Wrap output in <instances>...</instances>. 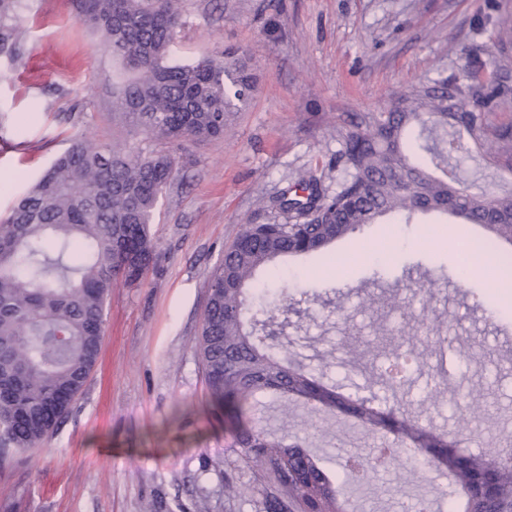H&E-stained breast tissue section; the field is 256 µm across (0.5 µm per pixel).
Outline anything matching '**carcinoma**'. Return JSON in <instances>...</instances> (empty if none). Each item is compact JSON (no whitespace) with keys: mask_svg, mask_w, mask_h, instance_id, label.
Returning <instances> with one entry per match:
<instances>
[{"mask_svg":"<svg viewBox=\"0 0 512 512\" xmlns=\"http://www.w3.org/2000/svg\"><path fill=\"white\" fill-rule=\"evenodd\" d=\"M81 20L102 35L129 73L112 92V118L155 141L224 135L252 89L250 59L168 60L181 26L176 0H76ZM20 0H0V56L14 57ZM504 93L495 77L419 80L381 112L352 120L341 134L343 168L330 192L311 174L285 190L268 224H245L209 280L197 351L211 408L229 426L234 463L251 472L267 512H350L339 479L299 436L253 419L261 397L315 402L365 427L391 421L383 456L342 457L344 478L361 483L400 457L429 471L447 462L461 512H512V456L452 455L434 430L404 410L352 401L270 339L296 299L283 289L249 315L256 273L283 256L321 251L387 216L445 214L479 224L512 245V191L494 194L457 174L474 160L493 176L512 175V123L496 124ZM175 158L148 147L108 149L75 138L0 218V465L13 449L35 448L65 418L94 370L105 311L119 279L138 281L153 259L150 224L174 179Z\"/></svg>","mask_w":512,"mask_h":512,"instance_id":"carcinoma-1","label":"carcinoma"}]
</instances>
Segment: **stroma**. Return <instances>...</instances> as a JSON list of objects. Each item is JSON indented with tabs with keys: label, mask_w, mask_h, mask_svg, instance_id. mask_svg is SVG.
Returning <instances> with one entry per match:
<instances>
[{
	"label": "stroma",
	"mask_w": 512,
	"mask_h": 512,
	"mask_svg": "<svg viewBox=\"0 0 512 512\" xmlns=\"http://www.w3.org/2000/svg\"><path fill=\"white\" fill-rule=\"evenodd\" d=\"M182 25L171 46L179 61L245 51L256 81L223 137L177 146L158 143L178 169L156 212L154 259L141 280L114 288L100 354L68 415L39 447L0 466V512H264L248 471L234 455L223 422L210 409L196 343L210 275L243 225L263 224L272 203L308 172L328 170L352 117L380 112L409 84L426 77L495 74L512 85V35L495 20L512 19V0H180ZM15 60L0 58V214L76 137L108 147L138 138L112 120V84L122 71L101 38L77 17L73 0H25ZM68 55L73 68L28 91L17 76L36 52ZM486 232L426 215L414 224L386 218L337 241L344 287L324 284L327 254L283 257L262 270L257 287H289L302 298L277 342L327 383L360 366L347 346L353 333L378 336L397 319L362 310L365 293L388 300L398 281H436L429 304L407 294L424 335L438 318L494 351L512 356V320L498 313L488 288L496 261L468 270ZM346 313L333 314L336 303ZM434 388L406 394L402 405L455 439L462 452L494 447L512 430V375L448 354ZM487 412L457 435L470 401ZM321 412L298 407L288 431L301 434L339 473L338 452L368 455L385 430L351 441L341 426L302 429ZM232 471L237 497L224 494ZM447 470L392 463L357 490L356 512H455Z\"/></svg>",
	"instance_id": "obj_1"
}]
</instances>
